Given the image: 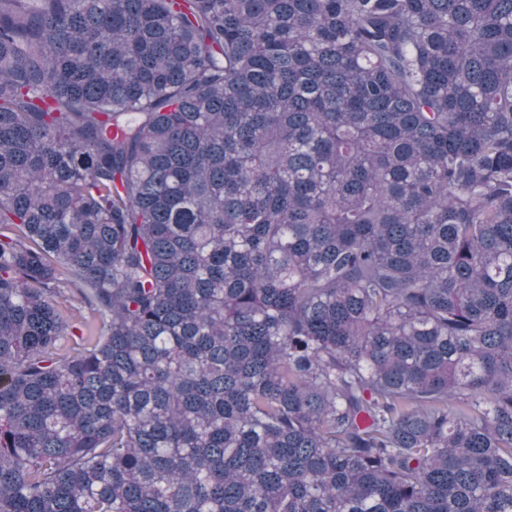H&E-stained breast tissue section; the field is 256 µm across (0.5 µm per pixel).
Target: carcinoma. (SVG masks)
<instances>
[{"label": "carcinoma", "mask_w": 512, "mask_h": 512, "mask_svg": "<svg viewBox=\"0 0 512 512\" xmlns=\"http://www.w3.org/2000/svg\"><path fill=\"white\" fill-rule=\"evenodd\" d=\"M0 512H512V0H0ZM75 308L63 309V315L68 322V333L73 341H84L87 338H98L106 332V327L97 317H92L91 313L84 308H79L77 302L73 303ZM78 336H82L79 338Z\"/></svg>", "instance_id": "cac0c4a2"}]
</instances>
